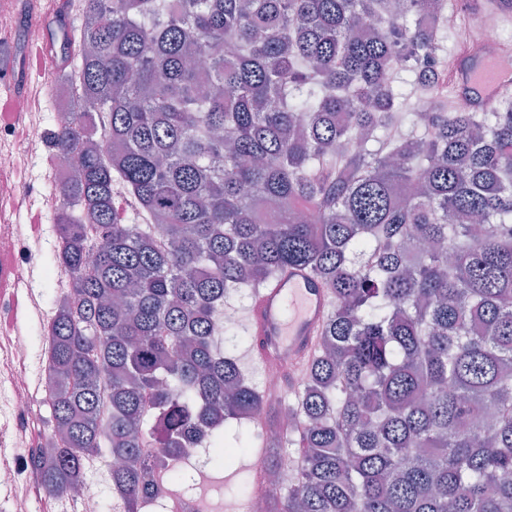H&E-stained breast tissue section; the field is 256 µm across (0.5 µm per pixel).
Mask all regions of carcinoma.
<instances>
[{
    "instance_id": "1",
    "label": "carcinoma",
    "mask_w": 512,
    "mask_h": 512,
    "mask_svg": "<svg viewBox=\"0 0 512 512\" xmlns=\"http://www.w3.org/2000/svg\"><path fill=\"white\" fill-rule=\"evenodd\" d=\"M54 29L79 95L45 132L75 175L51 185L71 283L47 324L51 449L28 459L42 490L95 452L139 512L154 474L190 491L170 465L187 448L219 470L280 450L286 410L300 467L263 512H512V105L437 93L448 0H82ZM290 269L334 297L295 405L250 382L237 325L214 333L230 292Z\"/></svg>"
}]
</instances>
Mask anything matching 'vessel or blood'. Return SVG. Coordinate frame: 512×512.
<instances>
[{
  "instance_id": "b4317fda",
  "label": "vessel or blood",
  "mask_w": 512,
  "mask_h": 512,
  "mask_svg": "<svg viewBox=\"0 0 512 512\" xmlns=\"http://www.w3.org/2000/svg\"><path fill=\"white\" fill-rule=\"evenodd\" d=\"M510 55L512 48L499 43L464 52L455 56L448 81L474 106L489 105L512 90V70L501 64ZM0 298L12 304L11 316L0 322V354L4 355L19 317L30 315L39 302L34 290H22L5 273L0 275ZM332 306L329 288L308 273L291 270L279 276L255 295L246 312L255 353L270 369H302L315 352L317 337Z\"/></svg>"
}]
</instances>
